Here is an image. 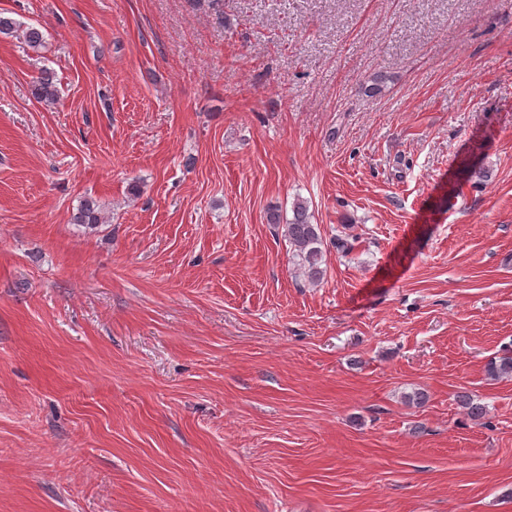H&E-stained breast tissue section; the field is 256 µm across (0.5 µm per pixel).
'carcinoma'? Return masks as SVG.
Returning <instances> with one entry per match:
<instances>
[{
	"mask_svg": "<svg viewBox=\"0 0 512 512\" xmlns=\"http://www.w3.org/2000/svg\"><path fill=\"white\" fill-rule=\"evenodd\" d=\"M22 35L29 48L36 50L42 45V33L36 28L21 29V23L12 17L0 14V36L5 38ZM391 81L390 75L383 70L372 73L366 84L362 85V91L368 96H377L382 94L388 88ZM32 95L35 99L53 103L57 101L58 90L53 82V77L46 70L42 71L40 76L32 86ZM72 221L88 230H95L105 223V217L102 209L93 199L84 200L74 213ZM267 223L275 228L284 229V237L294 248L296 256L301 259V266L312 282L320 281L324 276V269L321 267L323 251V240L318 225L311 223L308 212L307 202L297 200L293 204L292 217L283 220L280 211L276 208L271 209L267 215ZM460 405L467 411L469 417L474 420H480L486 413L484 405L475 402L468 395L459 396Z\"/></svg>",
	"mask_w": 512,
	"mask_h": 512,
	"instance_id": "obj_1",
	"label": "carcinoma"
}]
</instances>
